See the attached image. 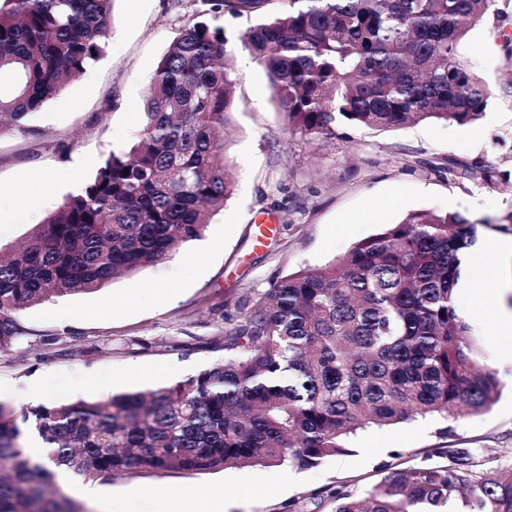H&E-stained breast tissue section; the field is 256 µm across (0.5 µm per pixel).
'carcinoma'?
I'll return each instance as SVG.
<instances>
[{
    "instance_id": "cac0c4a2",
    "label": "carcinoma",
    "mask_w": 512,
    "mask_h": 512,
    "mask_svg": "<svg viewBox=\"0 0 512 512\" xmlns=\"http://www.w3.org/2000/svg\"><path fill=\"white\" fill-rule=\"evenodd\" d=\"M260 13L240 37L261 65L289 131L332 139L341 124L387 130L482 118L485 81L459 58L491 0H215ZM112 0H3L0 132L23 129L105 51ZM224 30L199 19L159 59L127 151L8 258H0V350L23 338V310L91 293L200 237L234 181L224 156L235 74ZM475 225L459 213L409 214L256 297L224 330V362L170 387L17 410L0 403V512H80L45 485L229 465L299 468L348 452L357 431L418 415L487 410L498 372L457 310ZM44 454L31 458L24 435ZM365 496L336 491L332 512H512V477L468 448H438Z\"/></svg>"
}]
</instances>
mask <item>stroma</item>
Instances as JSON below:
<instances>
[{
	"label": "stroma",
	"mask_w": 512,
	"mask_h": 512,
	"mask_svg": "<svg viewBox=\"0 0 512 512\" xmlns=\"http://www.w3.org/2000/svg\"><path fill=\"white\" fill-rule=\"evenodd\" d=\"M222 28L235 71V108L225 144L235 188L201 238L100 291L55 297L22 311L24 338L0 351V402L32 405L41 382L52 402L168 387L223 362L224 329L257 294L300 269L342 259L351 245L416 211L459 213L477 238L512 237V181L487 184L472 170L512 172V0H492L460 55L488 84L484 118L460 126L434 121L373 131L342 126L335 138L289 133L262 66L239 47L252 15L211 9L205 0H113L102 58L33 116L26 131L0 132V253L24 242L67 194L77 192L113 152L127 149L161 55L197 15ZM271 225L266 237L257 227ZM477 249L465 257L460 312L478 336L501 392L485 412L454 421L428 416L358 432L350 452L300 469L242 465L203 473L119 476L83 483L70 496L85 512H106L115 496L147 489L201 497L219 491L226 512H331L330 490L361 495L388 472L435 448H467L493 468L512 470V367L498 366L488 334L489 303ZM172 297L157 304L155 286Z\"/></svg>",
	"instance_id": "stroma-1"
}]
</instances>
